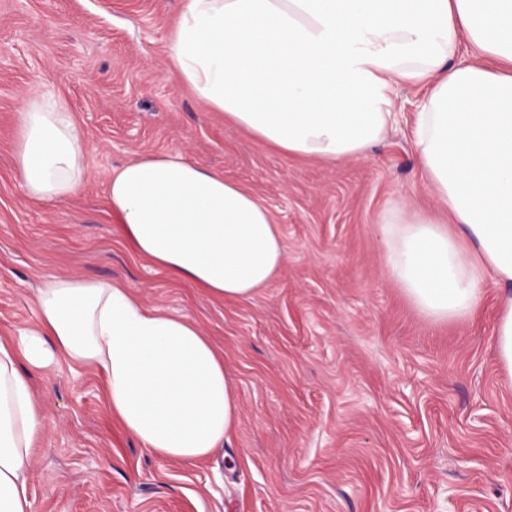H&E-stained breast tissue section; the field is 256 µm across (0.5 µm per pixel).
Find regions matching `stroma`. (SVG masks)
Instances as JSON below:
<instances>
[{
	"mask_svg": "<svg viewBox=\"0 0 512 512\" xmlns=\"http://www.w3.org/2000/svg\"><path fill=\"white\" fill-rule=\"evenodd\" d=\"M184 3L0 0V331L36 322L45 277L119 280L223 349L241 404L230 442L185 463L126 433L94 371L34 372L45 424L33 512H512L498 285L486 281L473 317L435 323L383 264L389 206L441 205L414 143L427 86H395L396 122L364 156L291 158L206 111L173 71L167 25ZM39 89L67 102L91 145L70 199H30L17 175L18 109ZM174 151L223 172L279 224L286 260L253 298H209L124 239L112 169Z\"/></svg>",
	"mask_w": 512,
	"mask_h": 512,
	"instance_id": "stroma-1",
	"label": "stroma"
}]
</instances>
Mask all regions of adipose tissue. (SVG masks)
I'll return each mask as SVG.
<instances>
[{
	"mask_svg": "<svg viewBox=\"0 0 512 512\" xmlns=\"http://www.w3.org/2000/svg\"><path fill=\"white\" fill-rule=\"evenodd\" d=\"M179 79L212 112L286 154L341 163L382 141L399 81L430 84L414 135L446 212L405 202L383 215L384 265L435 322L472 317L503 287L494 331L512 382V0H185L167 30ZM470 44L494 67L458 61ZM88 144L53 92L18 112L16 165L29 197L77 196ZM107 198L139 255L216 299H251L286 256L268 208L222 173L164 153L113 170ZM39 318L0 336V512H32L28 475L44 417L31 373L97 372L106 406L161 458L192 463L240 419L224 353L188 318L124 283L54 277Z\"/></svg>",
	"mask_w": 512,
	"mask_h": 512,
	"instance_id": "ef3b65f1",
	"label": "adipose tissue"
}]
</instances>
